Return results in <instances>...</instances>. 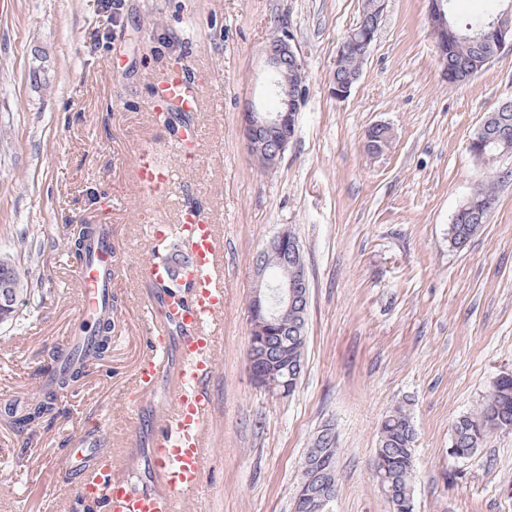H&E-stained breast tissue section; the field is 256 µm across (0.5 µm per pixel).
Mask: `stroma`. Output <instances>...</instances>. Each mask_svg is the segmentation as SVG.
Returning <instances> with one entry per match:
<instances>
[{"label": "stroma", "instance_id": "obj_1", "mask_svg": "<svg viewBox=\"0 0 512 512\" xmlns=\"http://www.w3.org/2000/svg\"><path fill=\"white\" fill-rule=\"evenodd\" d=\"M8 0L0 9V250L26 291L0 322V408L41 395L42 372L75 329L70 252L77 224H106L126 274L112 348L58 394L51 426L0 416V512H100L65 469L67 449L98 437L147 485L149 422L169 402L132 390L152 294L136 277L153 258L146 225L189 209L224 240V334L208 382L211 446L197 496L179 512H292L301 464L324 425L338 438L333 512H390L374 476L380 422L406 405L417 432L414 512H512V430L475 457L450 456L451 429L512 374V154L497 163L481 230L451 243L452 218L486 172L467 150L482 117L512 100V46L449 85L428 0H387L346 100L331 94L339 46L362 0ZM290 36L307 70L296 133L260 171L240 135L247 104L270 109L264 50ZM185 69L205 96L199 157L174 152L185 128L160 118L154 88ZM389 149L365 153L367 130ZM149 147L175 170L145 198L134 160ZM298 238L310 281L304 369L290 397L251 383L247 307L254 257L281 229Z\"/></svg>", "mask_w": 512, "mask_h": 512}]
</instances>
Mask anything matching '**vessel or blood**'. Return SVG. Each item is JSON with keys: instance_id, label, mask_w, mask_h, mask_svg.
<instances>
[{"instance_id": "1", "label": "vessel or blood", "mask_w": 512, "mask_h": 512, "mask_svg": "<svg viewBox=\"0 0 512 512\" xmlns=\"http://www.w3.org/2000/svg\"><path fill=\"white\" fill-rule=\"evenodd\" d=\"M156 95L184 112L196 111L201 98L198 87L177 67L161 78ZM137 176L152 196L164 195L171 184L170 170L159 167L146 151L137 158ZM167 232L184 241L193 256L188 273L193 289L189 300L171 313L159 312L153 303L145 310V350L133 386L146 398L162 379L171 381L169 403L152 426L154 486L135 488L126 470L98 445L67 453L66 469L77 476L80 493L98 500L102 512H176L177 503L191 499L201 486L213 425L207 383L218 368L217 339L224 330V245L216 226L190 211L169 230L148 228L154 239ZM114 247L111 237L96 239L75 272L81 321L111 311L112 281L122 273L112 260Z\"/></svg>"}]
</instances>
